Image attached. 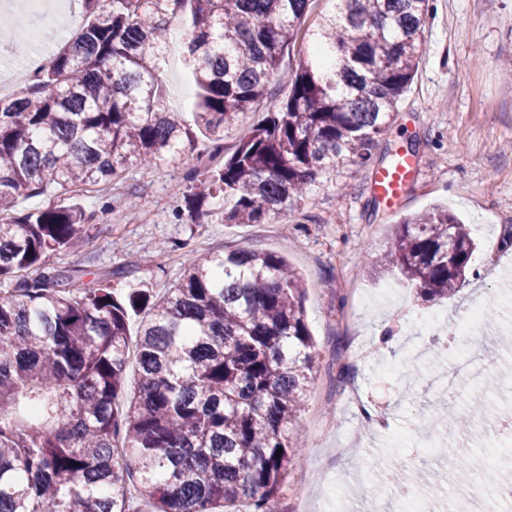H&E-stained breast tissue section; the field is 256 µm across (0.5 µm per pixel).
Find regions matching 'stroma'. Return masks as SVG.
I'll use <instances>...</instances> for the list:
<instances>
[{
	"mask_svg": "<svg viewBox=\"0 0 512 512\" xmlns=\"http://www.w3.org/2000/svg\"><path fill=\"white\" fill-rule=\"evenodd\" d=\"M0 18L44 34L42 54L53 55L64 38L86 20L83 0L55 13L29 10L23 0H0ZM512 0H433L425 30V50L389 132L375 154L386 164L399 148H413L417 176L407 186L398 213L386 211L369 183V170L344 163L320 173L306 196L288 214L262 224H228L224 198L206 203L201 224H181L173 210L181 202L187 175L204 181L219 158L184 153L157 166L130 165L122 177L72 196L93 219L85 242L61 250L51 260L59 267L82 265L94 273L129 266L116 282L117 293L136 289L161 293L180 277L188 257L246 247L285 258L303 275L307 324L315 347L309 395L321 402L318 416L302 412L298 425L308 445L278 499L279 512H402L407 496L440 486V512H454L467 494L456 481L455 460L473 472H493L488 496L473 512H512V430L486 417L488 434L447 430L429 438L416 435V423L433 425L436 409L465 410L482 395L485 376L497 378V398L512 400V349L491 363L480 358L487 335L503 338L512 329L498 311L512 293ZM170 112L187 120L191 75L172 44L162 73ZM147 208L131 214L130 193ZM444 205L471 225L478 244L477 276L450 300L422 301L415 289L378 258L399 215ZM167 251H160V244ZM481 305L486 335L451 337L421 332L410 314L441 310L448 321ZM345 337L355 369L354 389L369 406L384 413L387 430L359 435L357 409L348 389L336 384V337ZM448 346L444 363L429 353ZM447 444L448 454L437 447ZM350 445L344 456L337 445ZM407 463L406 486L386 482L383 470Z\"/></svg>",
	"mask_w": 512,
	"mask_h": 512,
	"instance_id": "35a3bbf8",
	"label": "stroma"
}]
</instances>
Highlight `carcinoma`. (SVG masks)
I'll list each match as a JSON object with an SVG mask.
<instances>
[{
	"instance_id": "obj_1",
	"label": "carcinoma",
	"mask_w": 512,
	"mask_h": 512,
	"mask_svg": "<svg viewBox=\"0 0 512 512\" xmlns=\"http://www.w3.org/2000/svg\"><path fill=\"white\" fill-rule=\"evenodd\" d=\"M85 2L81 30L25 91L0 96V278L11 282L0 293V512H277L304 448L297 419L315 359L296 272L234 248L188 258L159 297L118 296L112 281L128 268L85 282L90 271L50 262L83 236V208L12 204L71 196L201 141L222 153L280 73L311 0ZM328 2L288 96L182 193L177 220L198 223L221 193L224 221L260 224L337 160L370 165L417 70L430 0ZM178 15L197 88L189 122L166 111L160 79ZM476 249L437 207L395 225L380 265L430 302L460 291ZM132 353L138 391L126 399Z\"/></svg>"
}]
</instances>
